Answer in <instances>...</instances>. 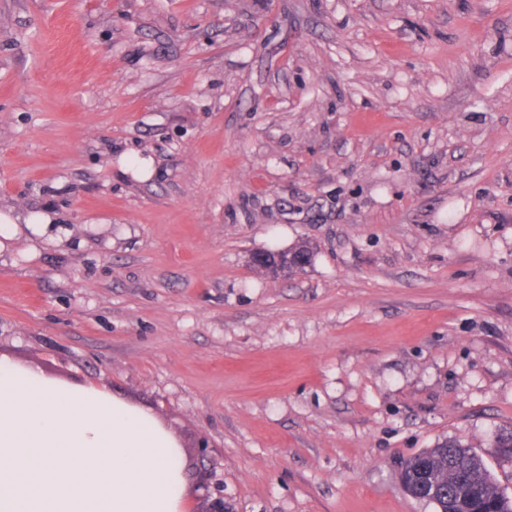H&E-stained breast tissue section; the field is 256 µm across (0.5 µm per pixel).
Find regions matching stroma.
<instances>
[{
    "label": "stroma",
    "mask_w": 512,
    "mask_h": 512,
    "mask_svg": "<svg viewBox=\"0 0 512 512\" xmlns=\"http://www.w3.org/2000/svg\"><path fill=\"white\" fill-rule=\"evenodd\" d=\"M0 220V358L230 512H435L401 461L512 424V0H0ZM199 489H203L205 494L202 495L201 506L196 512H229L228 507L224 503V489L220 479H217V474L214 468H206L203 464V469L200 470Z\"/></svg>",
    "instance_id": "stroma-1"
}]
</instances>
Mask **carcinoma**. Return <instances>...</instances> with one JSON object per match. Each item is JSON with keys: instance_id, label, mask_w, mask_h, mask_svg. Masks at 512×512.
Returning a JSON list of instances; mask_svg holds the SVG:
<instances>
[{"instance_id": "cac0c4a2", "label": "carcinoma", "mask_w": 512, "mask_h": 512, "mask_svg": "<svg viewBox=\"0 0 512 512\" xmlns=\"http://www.w3.org/2000/svg\"><path fill=\"white\" fill-rule=\"evenodd\" d=\"M502 470L512 467V425L503 428L493 444ZM432 474L438 490L430 504L437 512H512V497L482 455L456 440H445L407 458L401 479L407 493L419 498L421 472Z\"/></svg>"}]
</instances>
